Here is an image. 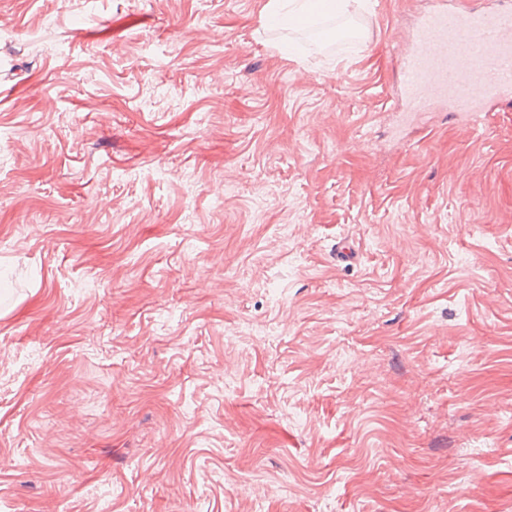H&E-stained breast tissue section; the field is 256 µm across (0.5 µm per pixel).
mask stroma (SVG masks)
<instances>
[{
    "label": "stroma",
    "mask_w": 512,
    "mask_h": 512,
    "mask_svg": "<svg viewBox=\"0 0 512 512\" xmlns=\"http://www.w3.org/2000/svg\"><path fill=\"white\" fill-rule=\"evenodd\" d=\"M268 2L0 0V512H512V103Z\"/></svg>",
    "instance_id": "obj_1"
}]
</instances>
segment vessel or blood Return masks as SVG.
I'll use <instances>...</instances> for the list:
<instances>
[{
	"label": "vessel or blood",
	"mask_w": 512,
	"mask_h": 512,
	"mask_svg": "<svg viewBox=\"0 0 512 512\" xmlns=\"http://www.w3.org/2000/svg\"><path fill=\"white\" fill-rule=\"evenodd\" d=\"M400 91L415 116L442 103L463 127L512 98V8L440 0L408 34Z\"/></svg>",
	"instance_id": "obj_1"
}]
</instances>
